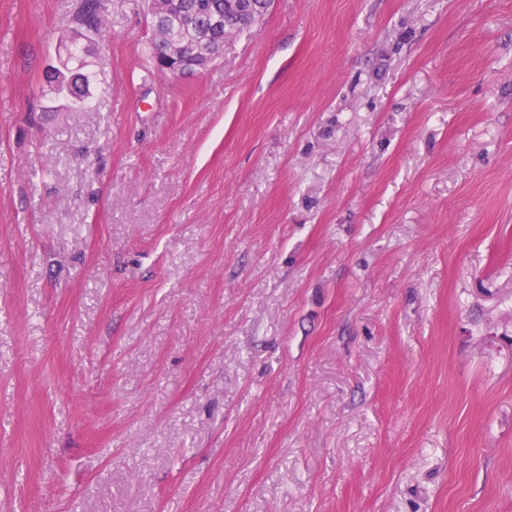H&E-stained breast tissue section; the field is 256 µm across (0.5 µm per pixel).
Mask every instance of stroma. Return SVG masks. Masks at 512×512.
Returning <instances> with one entry per match:
<instances>
[{
  "instance_id": "1",
  "label": "stroma",
  "mask_w": 512,
  "mask_h": 512,
  "mask_svg": "<svg viewBox=\"0 0 512 512\" xmlns=\"http://www.w3.org/2000/svg\"><path fill=\"white\" fill-rule=\"evenodd\" d=\"M79 2L0 0V512H512V0ZM99 0H81L73 21L77 28H92L98 32L103 25ZM149 13L153 21L156 35L166 42V51L156 57L163 51V46L152 40L149 46V55L159 69L170 71L173 74L181 75L187 72V43L180 30L170 29L163 33L155 27L154 21L161 13L170 10L173 0H149ZM226 0H181L180 4L185 16L191 20L196 37L205 38L215 44H222L245 30V21L231 12L216 13L210 23L218 26L224 22L222 28L211 27L208 17L215 10L224 11Z\"/></svg>"
}]
</instances>
